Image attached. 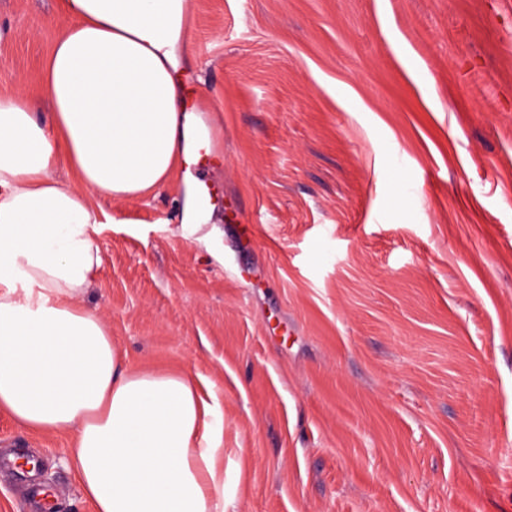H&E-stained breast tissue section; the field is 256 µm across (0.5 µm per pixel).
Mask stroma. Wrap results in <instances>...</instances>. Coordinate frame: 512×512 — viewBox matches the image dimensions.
I'll return each instance as SVG.
<instances>
[{"instance_id": "obj_1", "label": "stroma", "mask_w": 512, "mask_h": 512, "mask_svg": "<svg viewBox=\"0 0 512 512\" xmlns=\"http://www.w3.org/2000/svg\"><path fill=\"white\" fill-rule=\"evenodd\" d=\"M192 8L224 258L184 237L180 179L94 198L85 305L129 367L215 391L228 512H512V0ZM69 24L0 0V89L41 101ZM72 446L0 409V512H41L36 483L94 512Z\"/></svg>"}]
</instances>
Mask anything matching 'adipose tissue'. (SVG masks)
Here are the masks:
<instances>
[{"label": "adipose tissue", "mask_w": 512, "mask_h": 512, "mask_svg": "<svg viewBox=\"0 0 512 512\" xmlns=\"http://www.w3.org/2000/svg\"><path fill=\"white\" fill-rule=\"evenodd\" d=\"M74 23L46 62L47 114L0 92V408L70 434L95 512H225L224 417L213 392L126 365L83 306L103 257L91 199L141 197L212 150L185 104L190 0H60ZM75 172L77 183L58 176ZM185 177V236L210 244L214 203Z\"/></svg>", "instance_id": "ef3b65f1"}]
</instances>
